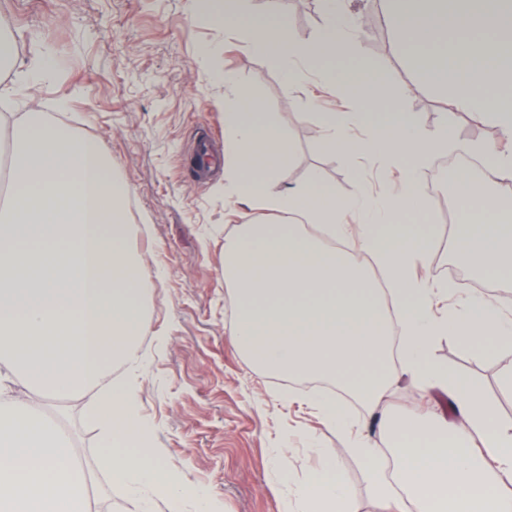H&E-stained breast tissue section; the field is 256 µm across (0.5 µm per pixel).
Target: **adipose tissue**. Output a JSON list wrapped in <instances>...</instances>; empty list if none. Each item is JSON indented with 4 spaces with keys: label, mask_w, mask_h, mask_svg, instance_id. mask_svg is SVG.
<instances>
[{
    "label": "adipose tissue",
    "mask_w": 512,
    "mask_h": 512,
    "mask_svg": "<svg viewBox=\"0 0 512 512\" xmlns=\"http://www.w3.org/2000/svg\"><path fill=\"white\" fill-rule=\"evenodd\" d=\"M325 25L315 40L293 44L276 0H196L225 29L248 35L293 84L317 79L347 88L361 111L323 112L321 138L345 147L349 124L367 129L364 154L384 157L402 173L399 189L376 197L341 196L320 179L282 187L290 156L275 117L262 111L233 75L224 77V180L230 194L273 215L270 223L240 225L224 239V279L234 293L232 334L268 372L332 378L376 406L401 378L445 391L458 427L418 418H383L392 442L390 469L373 444L353 440L375 498L385 512H512L502 489L512 476V421L498 417L473 383L435 361L437 337L463 343L493 336L512 346V317L470 297L463 308L436 314L446 284L414 279L438 236L425 223L428 206L415 192L419 164L458 146L448 124L422 131L413 115L387 106L384 83L354 48L356 19L340 0H322ZM401 17L394 50L437 82L453 107L500 129L512 142V0H379ZM10 129L9 192L0 201V512H92L87 474L76 464L59 420L37 411L34 397L88 398L86 423L100 437V464L127 493L133 512L155 500L177 506L185 484L157 461L153 434L139 414L136 374L147 333V285L161 278L130 247V187L117 178L98 143L33 109L4 112ZM470 176L448 181L462 204L454 245L481 275L512 281V203L489 199L471 213ZM358 214V246L377 262L373 277L349 250L346 218ZM26 238L35 249L20 248ZM388 292H381V285ZM400 317L399 365L391 356L388 309ZM23 394H16L14 385ZM296 512H355L335 468L295 492Z\"/></svg>",
    "instance_id": "ef3b65f1"
}]
</instances>
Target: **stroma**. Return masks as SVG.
<instances>
[{"label":"stroma","mask_w":512,"mask_h":512,"mask_svg":"<svg viewBox=\"0 0 512 512\" xmlns=\"http://www.w3.org/2000/svg\"><path fill=\"white\" fill-rule=\"evenodd\" d=\"M288 19V38L307 43L324 17L320 0H278ZM0 18L16 41L19 64L34 50L49 57L53 75L35 92L20 90L4 111H25L40 101L44 112L60 113L78 136L96 139L132 196L134 248L164 276L148 288L149 334L138 378L140 413L153 429L158 458L179 469L187 489L205 488L222 512H291L295 490L327 466H335L358 512H380L362 461L351 450L353 437L326 424L306 398L314 386L282 387L279 375L263 371L242 352L231 334L235 302L224 281V238L259 217L258 209L224 189V166L199 174L196 145L206 139L224 154L222 77L240 85L276 118L293 147L284 182H305L319 171L337 194L355 196L394 189L396 171L375 155L331 150L319 138L322 112H356L315 80L293 85L267 57L252 51L243 33L198 16L194 0H0ZM209 48L201 56V48ZM375 66L388 97L425 130L448 120L457 137L470 141L484 123L446 103L444 93L425 82L377 39L358 43ZM64 109H57V101ZM442 154L416 172V190L428 203L429 221L439 237L431 259L415 269L418 279L455 287L449 302L472 294L493 300L512 315V283L483 284L457 262L439 200ZM432 356L471 379L512 420V395L502 391V371L512 349L494 338L468 346L453 338L437 341ZM39 409L57 413L91 475L97 512H129L124 494L97 463L99 436L84 422L85 399L46 397ZM427 414L454 421L445 392L424 390L409 379L391 386L377 408L351 407L362 435L387 456L377 420L388 413L404 418Z\"/></svg>","instance_id":"obj_1"}]
</instances>
